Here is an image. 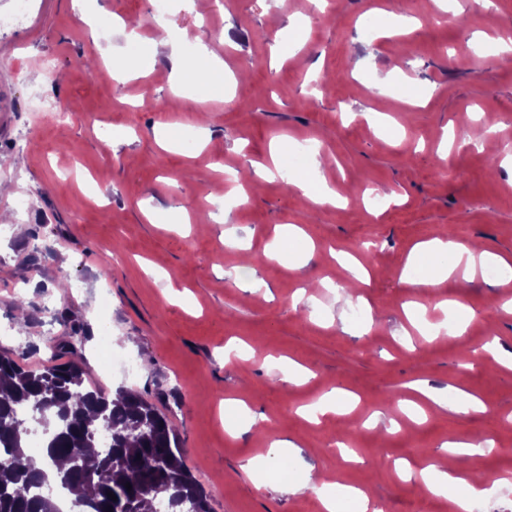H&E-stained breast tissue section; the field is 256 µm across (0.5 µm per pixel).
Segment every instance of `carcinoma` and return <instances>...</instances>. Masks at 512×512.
<instances>
[{
    "label": "carcinoma",
    "instance_id": "carcinoma-1",
    "mask_svg": "<svg viewBox=\"0 0 512 512\" xmlns=\"http://www.w3.org/2000/svg\"><path fill=\"white\" fill-rule=\"evenodd\" d=\"M34 415L51 424L38 452ZM50 482L82 488L80 512H211L175 430L138 392L107 394L77 362L0 354V512H58Z\"/></svg>",
    "mask_w": 512,
    "mask_h": 512
}]
</instances>
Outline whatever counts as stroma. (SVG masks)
Returning <instances> with one entry per match:
<instances>
[{
	"label": "stroma",
	"mask_w": 512,
	"mask_h": 512,
	"mask_svg": "<svg viewBox=\"0 0 512 512\" xmlns=\"http://www.w3.org/2000/svg\"><path fill=\"white\" fill-rule=\"evenodd\" d=\"M197 2L192 9L169 0L173 38L192 57L217 34L210 47L238 77L233 89L207 90L204 141L196 87L177 93L168 51L148 22L154 0H30L19 25L11 22L16 0H0V158L18 173L0 194V215L10 218L0 223V353L24 354L33 366L79 361L105 392L142 394L172 422L212 512H320L303 486L310 471L367 488L385 512H446L449 495L423 493L395 464H427L444 443L471 436L497 451L461 456L458 470L512 475V368L477 353L493 339L512 353V312L499 306L504 280L479 272L420 296L401 281L411 249L452 225L458 239L484 241L512 262V171L489 168L504 153L500 130H512V61L495 54L496 39L512 33V0L437 20L433 0H295L286 11L281 0ZM103 6L121 23L94 38L81 17ZM299 21L306 44L273 63V33L291 42ZM130 33L139 37L135 65L148 74L118 93L104 64L126 57ZM312 71L328 79L327 90L308 80ZM147 94L163 109L143 106ZM42 101L66 120L37 121ZM476 113L496 133L484 148L455 150L450 172L441 171L440 132L463 133ZM278 136L287 153L318 155L340 194L373 192L386 206L314 210L278 177L241 205L209 198L225 173L268 162ZM21 193L28 208L14 204ZM216 212L222 221H213ZM289 224L313 237L312 258L260 264L268 293L244 294L230 276L239 262L231 240H245L259 257ZM366 242L375 245L374 270L352 305L336 297L350 274L330 252L352 254ZM148 266L156 285L147 283ZM301 288L312 301L297 310ZM103 295L112 300L113 349L139 364L133 378L99 362ZM443 298L473 316L462 335L426 340ZM234 338L254 347L253 359L225 360ZM272 356L307 366L313 378L280 382ZM419 382L452 387L457 404L477 397L488 411L441 408L416 390ZM334 386L357 397L355 410L303 419L300 407ZM228 399L246 400L264 426L227 433ZM408 401L426 415L413 427L400 409ZM284 437L299 448L288 457L290 477L247 470L255 449ZM340 443L358 462L338 458Z\"/></svg>",
	"instance_id": "1"
}]
</instances>
